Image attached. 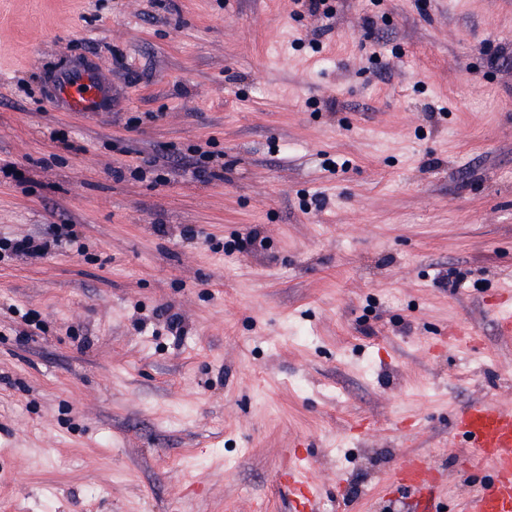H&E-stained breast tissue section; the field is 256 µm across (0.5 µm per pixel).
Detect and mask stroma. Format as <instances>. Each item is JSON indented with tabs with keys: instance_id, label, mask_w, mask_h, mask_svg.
I'll use <instances>...</instances> for the list:
<instances>
[{
	"instance_id": "35a3bbf8",
	"label": "stroma",
	"mask_w": 512,
	"mask_h": 512,
	"mask_svg": "<svg viewBox=\"0 0 512 512\" xmlns=\"http://www.w3.org/2000/svg\"><path fill=\"white\" fill-rule=\"evenodd\" d=\"M330 2L0 0V238L78 231L0 257V512H290L299 444L322 512H409V456L431 512L488 483L452 420L512 406V0ZM109 85L97 64L92 68L68 69L56 77L57 96L67 105L69 112L102 111L107 101ZM211 144V142H206L205 144H196L188 148V158L191 160L195 172L201 177L220 176V172L215 169V164L218 163L217 159L223 156V154L207 149ZM73 224H52L48 238H40L38 235H25L19 238H4L0 240V246L4 251L14 256H25L30 258H42L46 256L51 247L59 246L63 241L72 242L77 238ZM496 315V330L499 336L512 339V290L504 289L489 300ZM439 480L438 471L420 457L412 458L396 474V483L411 491L421 503L425 502Z\"/></svg>"
}]
</instances>
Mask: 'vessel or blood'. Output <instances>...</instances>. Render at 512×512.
I'll return each instance as SVG.
<instances>
[{
  "instance_id": "1",
  "label": "vessel or blood",
  "mask_w": 512,
  "mask_h": 512,
  "mask_svg": "<svg viewBox=\"0 0 512 512\" xmlns=\"http://www.w3.org/2000/svg\"><path fill=\"white\" fill-rule=\"evenodd\" d=\"M108 89L97 66L72 68L56 78L57 96L72 112L102 111ZM490 304L498 335L512 339V290L497 293ZM453 434L466 444L473 465L490 474L487 486L466 498L462 512H512V407L492 400L472 403L456 413ZM439 480L438 471L419 457L396 474L397 484L420 501L426 500ZM278 482L287 490L293 512H320L324 490L313 479L309 459L301 449H294L292 462L279 474Z\"/></svg>"
}]
</instances>
